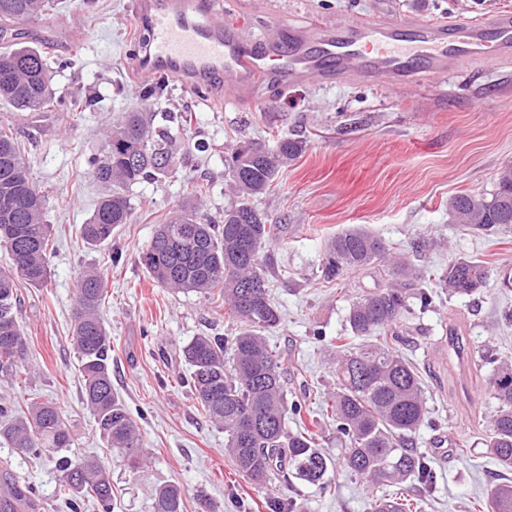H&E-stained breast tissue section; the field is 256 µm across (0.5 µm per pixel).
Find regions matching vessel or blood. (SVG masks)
Returning <instances> with one entry per match:
<instances>
[{
    "label": "vessel or blood",
    "mask_w": 512,
    "mask_h": 512,
    "mask_svg": "<svg viewBox=\"0 0 512 512\" xmlns=\"http://www.w3.org/2000/svg\"><path fill=\"white\" fill-rule=\"evenodd\" d=\"M216 10V0H137L136 24L146 43L141 75L164 73L190 90L215 87L238 102L259 98L273 84L399 88L471 64L512 61L511 13L397 21L377 12L289 32L274 20L254 38L243 21L217 18Z\"/></svg>",
    "instance_id": "b4317fda"
}]
</instances>
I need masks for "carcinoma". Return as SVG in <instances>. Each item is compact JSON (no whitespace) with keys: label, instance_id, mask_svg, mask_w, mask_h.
<instances>
[{"label":"carcinoma","instance_id":"obj_1","mask_svg":"<svg viewBox=\"0 0 512 512\" xmlns=\"http://www.w3.org/2000/svg\"><path fill=\"white\" fill-rule=\"evenodd\" d=\"M51 0H0V31L20 20H34ZM53 70L39 51L0 47V101L20 111L55 109L77 112L80 106L57 94ZM183 117L166 112H125L106 131L104 148L90 161L91 174L105 188L92 215L80 226L85 244L97 247L112 240L113 231L131 223L129 189L157 182L173 167ZM305 148L297 138L272 143L249 142L225 160L224 174L236 201L224 211V224L214 225L199 212L206 187L194 183L140 253L148 276L173 292L224 296L238 328L231 336L199 335L182 348L190 368L188 384L211 423L224 429L226 446L238 470L256 484L292 480L331 488L336 464L349 473L376 482H432L433 471L413 446L427 424L428 406L420 368L399 350L404 339L401 319L409 301L432 303L430 285L451 295L471 296L486 286L484 263L460 259L441 272L416 263L433 243L414 241L405 250H391L361 225L350 227L326 245L320 273L337 284L351 270L375 265L387 277L383 288L353 298L347 322L349 336L336 338V387L318 408L311 407L312 385L303 384L302 398L287 397L283 384L285 356L265 333L278 327L281 314L270 292L264 248L276 238L256 201L278 187L282 168ZM164 156L168 167L155 158ZM45 194L31 179L25 156L11 131L0 128V247L11 265L0 269V380L11 379L25 366L28 343L17 317L16 277L35 288L51 278L49 242L52 226L44 220ZM452 223L471 232L491 234L512 229V166L498 175L491 196L459 193L448 198ZM105 290L102 274L83 271L77 284L71 342L78 354L83 400L108 446L128 468L144 460L140 429L112 385L111 336L100 317ZM490 385L497 401L484 446L505 471H512V363L497 366ZM293 418L296 430L288 427ZM329 421L344 444L336 456L325 448L321 422ZM0 439L21 453L36 451L57 457L72 512L87 499L102 512H113L112 476L96 458L67 455L74 438L57 407L32 400L18 417L0 397ZM7 494L0 512L33 508L31 491L4 475ZM487 512H512V481L489 486ZM151 512H184L183 492L176 484L155 487Z\"/></svg>","mask_w":512,"mask_h":512}]
</instances>
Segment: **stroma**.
Listing matches in <instances>:
<instances>
[{
	"label": "stroma",
	"instance_id": "35a3bbf8",
	"mask_svg": "<svg viewBox=\"0 0 512 512\" xmlns=\"http://www.w3.org/2000/svg\"><path fill=\"white\" fill-rule=\"evenodd\" d=\"M374 2L232 0L256 34L275 14L288 26L345 22L368 13ZM131 3L93 0L90 8L77 9L72 0H55L38 20L0 33V44L36 47L52 62L71 60L55 86L59 94L92 105L86 112H18L0 103V128L14 132L48 199L54 243L47 286L17 282L28 358L16 379L0 382V396L10 397L20 415L35 396L58 406L74 434L71 456H93L111 466L113 512H149L152 489L168 482L182 488L186 512H268L272 499L290 512H371L373 499L392 494V487L340 468L328 492L298 480L259 487L242 475L225 448L223 430L192 399L182 357L194 336L234 334L224 299L168 292L139 263L157 224L182 202L187 182L207 186L201 213L223 223L234 199L224 176L230 148L289 136L306 148L283 169L276 191L258 202L279 227L264 250L281 312L269 339L295 367L287 375L289 394H299L305 380L325 391L334 388L327 346L350 333L348 300L385 284L375 269L349 272L339 287L318 279L326 242L336 234L362 225L397 248L424 237L438 243L425 259L431 268L472 257L489 272L486 288L474 295L443 293L429 308L414 309L412 331L400 347L425 368L430 409L415 444L434 481L429 487L412 484L410 493L428 501L426 512H471L475 499L502 476L482 444L497 409L488 385L494 367L484 356L493 350L512 360V323L502 318L512 310V290L499 286L504 272H512V231L463 230L448 221V199L463 191L493 193L500 169L512 164V63L466 69L424 89L392 91L356 82L285 92L270 87L265 100L245 104L219 95L201 100L170 80L154 99L145 97L147 83L130 56L138 35ZM394 8L408 18L490 17L512 11V0H394ZM136 108L188 115L178 162L165 178L131 188V223L91 251L79 228L104 189L92 177L89 160L101 152L106 128ZM89 265L105 281L101 315L112 335V384L144 442L147 461L134 471L112 454L83 403L70 328L77 283ZM0 465L32 487L44 512H70L52 459L1 443Z\"/></svg>",
	"mask_w": 512,
	"mask_h": 512
}]
</instances>
